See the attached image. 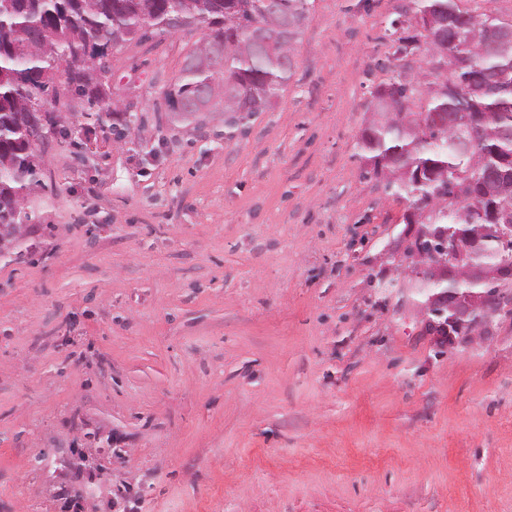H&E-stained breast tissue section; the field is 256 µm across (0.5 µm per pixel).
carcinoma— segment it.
<instances>
[{"label":"carcinoma","mask_w":512,"mask_h":512,"mask_svg":"<svg viewBox=\"0 0 512 512\" xmlns=\"http://www.w3.org/2000/svg\"><path fill=\"white\" fill-rule=\"evenodd\" d=\"M311 0H9L0 4V225L34 223L45 190L42 151L31 143L29 113L55 92L57 80L77 96L52 100L45 132L69 138L62 110L82 112L100 128H114L108 97L110 57L128 42L179 31L204 33L191 48L164 99L171 122L198 124L208 112L250 116L273 106L294 75L293 45L303 32ZM414 33L394 40L392 56L417 51L430 74L399 81H369L359 159L386 192L428 210L439 235H481L494 208L512 209V181L486 197L481 175L492 166L512 170V99L495 93L493 77L512 79V53L492 55L487 28L502 23L493 12L472 14L461 0H414ZM464 105L481 126L474 145L443 125ZM455 201L450 202L448 198Z\"/></svg>","instance_id":"cac0c4a2"}]
</instances>
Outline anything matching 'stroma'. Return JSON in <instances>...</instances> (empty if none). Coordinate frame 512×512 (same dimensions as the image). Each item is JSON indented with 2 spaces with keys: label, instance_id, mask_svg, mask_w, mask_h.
I'll return each instance as SVG.
<instances>
[{
  "label": "stroma",
  "instance_id": "1",
  "mask_svg": "<svg viewBox=\"0 0 512 512\" xmlns=\"http://www.w3.org/2000/svg\"><path fill=\"white\" fill-rule=\"evenodd\" d=\"M411 0H314L274 106L173 124L163 92L201 32L128 42L108 78L123 139L51 191L0 259V512H512V317L435 348L383 294L405 202L364 178L366 78ZM118 440L88 473L89 433Z\"/></svg>",
  "mask_w": 512,
  "mask_h": 512
}]
</instances>
